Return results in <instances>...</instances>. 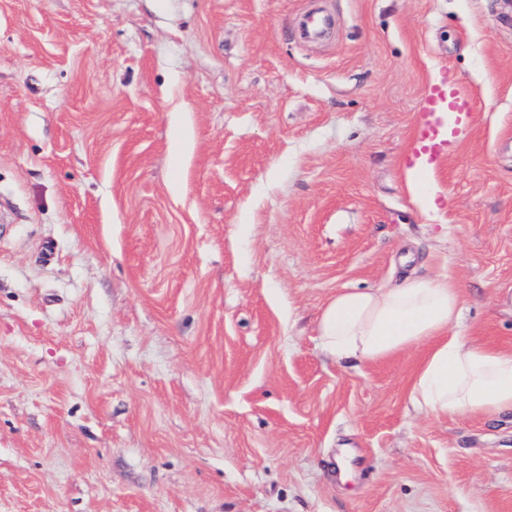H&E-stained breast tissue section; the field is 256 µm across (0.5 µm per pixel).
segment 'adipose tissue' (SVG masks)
Wrapping results in <instances>:
<instances>
[{
    "label": "adipose tissue",
    "mask_w": 512,
    "mask_h": 512,
    "mask_svg": "<svg viewBox=\"0 0 512 512\" xmlns=\"http://www.w3.org/2000/svg\"><path fill=\"white\" fill-rule=\"evenodd\" d=\"M461 315L452 279L409 276L380 288L337 291L319 316L318 333L339 363L375 364L423 349L412 384L420 410L448 417L512 413V351L460 336Z\"/></svg>",
    "instance_id": "obj_1"
}]
</instances>
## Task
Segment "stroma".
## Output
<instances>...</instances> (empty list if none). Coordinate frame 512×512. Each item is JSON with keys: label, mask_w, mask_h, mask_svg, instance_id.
I'll use <instances>...</instances> for the list:
<instances>
[{"label": "stroma", "mask_w": 512, "mask_h": 512, "mask_svg": "<svg viewBox=\"0 0 512 512\" xmlns=\"http://www.w3.org/2000/svg\"><path fill=\"white\" fill-rule=\"evenodd\" d=\"M0 0V512H512V415L337 364L343 288L512 348V5ZM475 108L404 158L440 87ZM412 263H403L406 254ZM447 100L445 94H433L424 106L423 112L426 116L431 115V125L424 137L410 150L405 157L408 166L418 164L419 166H433L439 163L444 156L446 141L439 136L441 113L444 112L443 105ZM422 155L427 156L423 163H420Z\"/></svg>", "instance_id": "35a3bbf8"}]
</instances>
